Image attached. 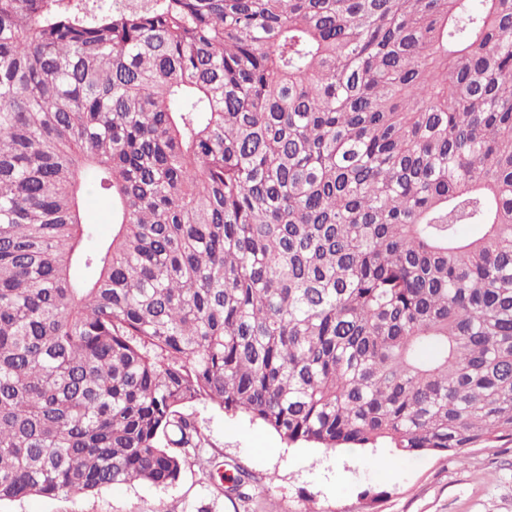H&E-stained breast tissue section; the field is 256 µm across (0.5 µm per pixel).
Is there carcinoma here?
Wrapping results in <instances>:
<instances>
[{"label": "carcinoma", "instance_id": "cac0c4a2", "mask_svg": "<svg viewBox=\"0 0 512 512\" xmlns=\"http://www.w3.org/2000/svg\"><path fill=\"white\" fill-rule=\"evenodd\" d=\"M196 403L512 439V0H0V501L172 483ZM87 222L94 224L97 235L107 238L112 234V204L110 199L91 194L84 201Z\"/></svg>", "mask_w": 512, "mask_h": 512}]
</instances>
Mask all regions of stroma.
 I'll list each match as a JSON object with an SVG mask.
<instances>
[{
    "label": "stroma",
    "instance_id": "stroma-1",
    "mask_svg": "<svg viewBox=\"0 0 512 512\" xmlns=\"http://www.w3.org/2000/svg\"><path fill=\"white\" fill-rule=\"evenodd\" d=\"M209 461L187 458L165 487L120 484L95 494L1 501L0 512H512V441L441 452L287 445L274 431L208 403L192 408ZM223 465L224 480L209 476ZM244 482L234 486L237 472Z\"/></svg>",
    "mask_w": 512,
    "mask_h": 512
}]
</instances>
